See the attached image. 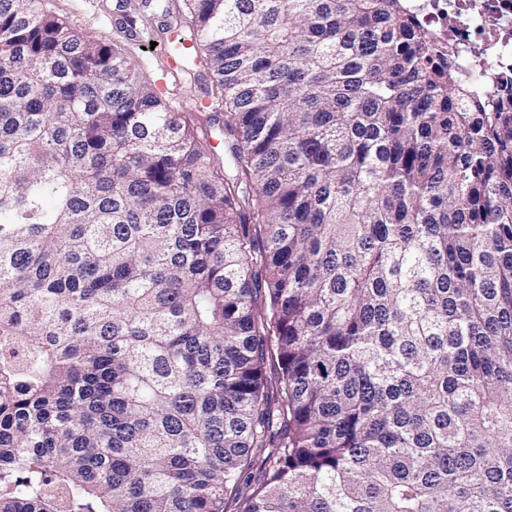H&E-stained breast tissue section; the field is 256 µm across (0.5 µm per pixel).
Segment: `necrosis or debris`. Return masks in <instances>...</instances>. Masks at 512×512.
Wrapping results in <instances>:
<instances>
[{"mask_svg":"<svg viewBox=\"0 0 512 512\" xmlns=\"http://www.w3.org/2000/svg\"><path fill=\"white\" fill-rule=\"evenodd\" d=\"M419 22L457 47L460 76L476 92L500 89L512 74V0H408ZM483 56H475L473 46Z\"/></svg>","mask_w":512,"mask_h":512,"instance_id":"4bbe7bcc","label":"necrosis or debris"}]
</instances>
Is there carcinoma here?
Returning a JSON list of instances; mask_svg holds the SVG:
<instances>
[{
	"label": "carcinoma",
	"instance_id": "cac0c4a2",
	"mask_svg": "<svg viewBox=\"0 0 512 512\" xmlns=\"http://www.w3.org/2000/svg\"><path fill=\"white\" fill-rule=\"evenodd\" d=\"M183 2L231 176L0 0V512H512V90L406 0Z\"/></svg>",
	"mask_w": 512,
	"mask_h": 512
}]
</instances>
